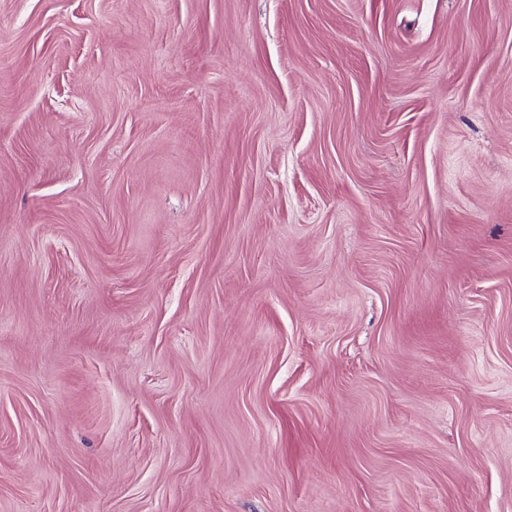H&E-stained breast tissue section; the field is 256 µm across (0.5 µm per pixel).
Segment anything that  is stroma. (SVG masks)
<instances>
[{
    "instance_id": "35a3bbf8",
    "label": "stroma",
    "mask_w": 512,
    "mask_h": 512,
    "mask_svg": "<svg viewBox=\"0 0 512 512\" xmlns=\"http://www.w3.org/2000/svg\"><path fill=\"white\" fill-rule=\"evenodd\" d=\"M0 512H512V0H0Z\"/></svg>"
}]
</instances>
